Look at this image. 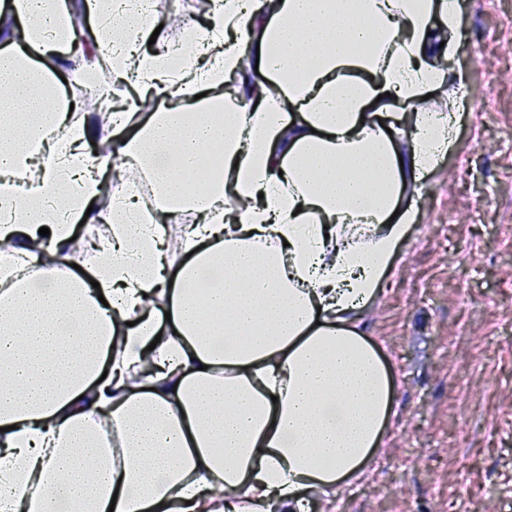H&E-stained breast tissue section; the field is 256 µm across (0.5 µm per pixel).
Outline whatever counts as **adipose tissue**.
Listing matches in <instances>:
<instances>
[{"label":"adipose tissue","mask_w":512,"mask_h":512,"mask_svg":"<svg viewBox=\"0 0 512 512\" xmlns=\"http://www.w3.org/2000/svg\"><path fill=\"white\" fill-rule=\"evenodd\" d=\"M84 7L101 130L51 62L67 0H14L24 44L0 52V512H312L390 418L358 325L415 219L401 198L471 104L458 0H212L153 52L142 0ZM113 158L151 210L134 181L103 190Z\"/></svg>","instance_id":"ef3b65f1"}]
</instances>
